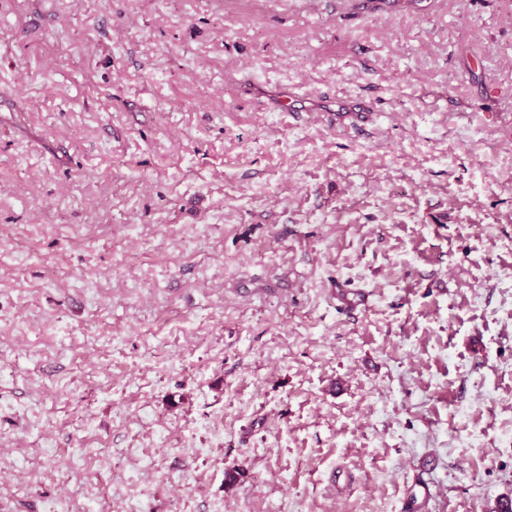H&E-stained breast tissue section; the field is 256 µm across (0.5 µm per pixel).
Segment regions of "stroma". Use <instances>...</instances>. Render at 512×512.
<instances>
[{
	"mask_svg": "<svg viewBox=\"0 0 512 512\" xmlns=\"http://www.w3.org/2000/svg\"><path fill=\"white\" fill-rule=\"evenodd\" d=\"M0 444V512L512 500V0H0Z\"/></svg>",
	"mask_w": 512,
	"mask_h": 512,
	"instance_id": "obj_1",
	"label": "stroma"
}]
</instances>
